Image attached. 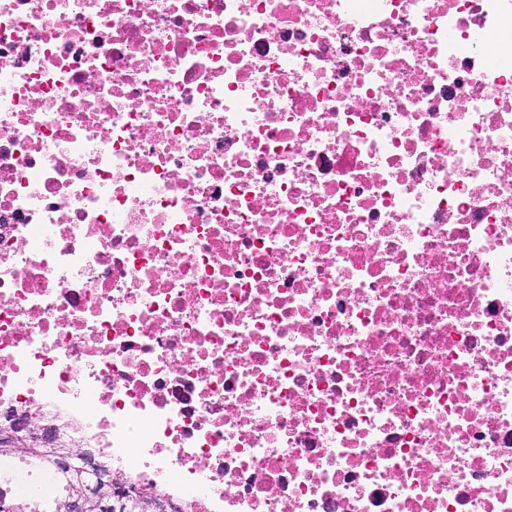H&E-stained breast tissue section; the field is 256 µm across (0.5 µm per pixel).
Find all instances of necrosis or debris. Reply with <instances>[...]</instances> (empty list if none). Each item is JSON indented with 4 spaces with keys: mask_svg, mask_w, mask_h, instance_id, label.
Masks as SVG:
<instances>
[{
    "mask_svg": "<svg viewBox=\"0 0 512 512\" xmlns=\"http://www.w3.org/2000/svg\"><path fill=\"white\" fill-rule=\"evenodd\" d=\"M183 512H512V0H0V428Z\"/></svg>",
    "mask_w": 512,
    "mask_h": 512,
    "instance_id": "1",
    "label": "necrosis or debris"
}]
</instances>
